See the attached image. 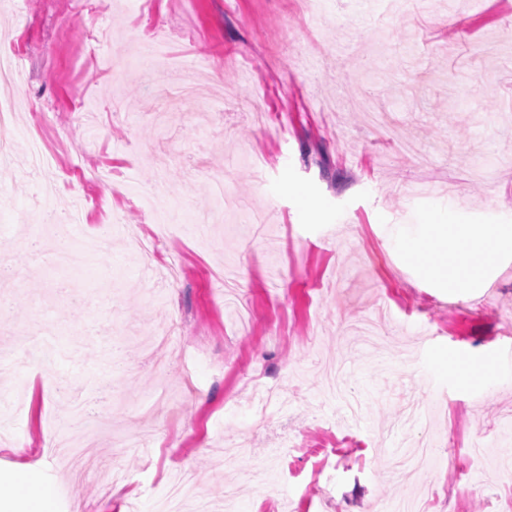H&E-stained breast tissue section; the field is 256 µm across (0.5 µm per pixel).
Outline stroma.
Segmentation results:
<instances>
[{"instance_id":"1","label":"stroma","mask_w":512,"mask_h":512,"mask_svg":"<svg viewBox=\"0 0 512 512\" xmlns=\"http://www.w3.org/2000/svg\"><path fill=\"white\" fill-rule=\"evenodd\" d=\"M0 0L21 53L13 161L0 165V246L19 272L0 315V485L51 470L41 512H155L175 475L233 512H512L497 468L512 362L460 386L449 355L512 347V250L475 281L425 274L395 243L420 225H512V0H151L161 56L128 65L137 6ZM458 22L449 26L445 16ZM196 67L208 99L169 106L158 69ZM94 113L74 119V98ZM388 116L373 126L368 113ZM125 179L93 178L102 165ZM164 191L174 217L140 198ZM127 200L124 221L82 213L68 274L43 192ZM45 329L75 365L23 352ZM279 391L252 425V386ZM94 410L93 470L73 482L56 446L71 387ZM434 441L428 468L394 469L386 430L409 400Z\"/></svg>"}]
</instances>
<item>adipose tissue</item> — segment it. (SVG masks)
<instances>
[{
  "label": "adipose tissue",
  "mask_w": 512,
  "mask_h": 512,
  "mask_svg": "<svg viewBox=\"0 0 512 512\" xmlns=\"http://www.w3.org/2000/svg\"><path fill=\"white\" fill-rule=\"evenodd\" d=\"M436 231L450 238L451 244L446 249L420 248L408 242L403 245L411 262L421 268L435 271L449 268L462 277L475 279L501 252L512 248V235H504L495 225L477 231L466 224L426 225L421 234L426 237Z\"/></svg>",
  "instance_id": "ef3b65f1"
}]
</instances>
